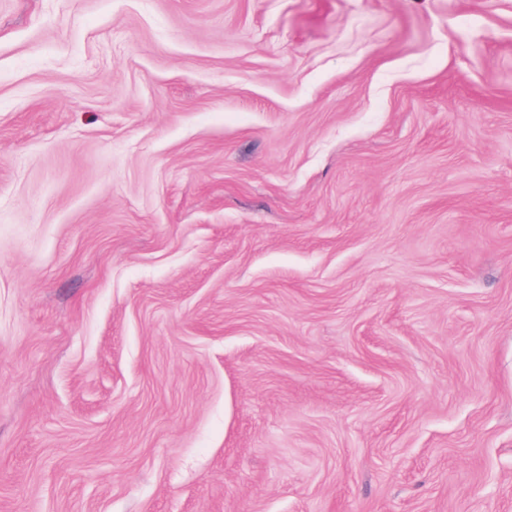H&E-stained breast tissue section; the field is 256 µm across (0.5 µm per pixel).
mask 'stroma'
<instances>
[{
    "label": "stroma",
    "instance_id": "35a3bbf8",
    "mask_svg": "<svg viewBox=\"0 0 512 512\" xmlns=\"http://www.w3.org/2000/svg\"><path fill=\"white\" fill-rule=\"evenodd\" d=\"M0 512H512V0H0Z\"/></svg>",
    "mask_w": 512,
    "mask_h": 512
}]
</instances>
